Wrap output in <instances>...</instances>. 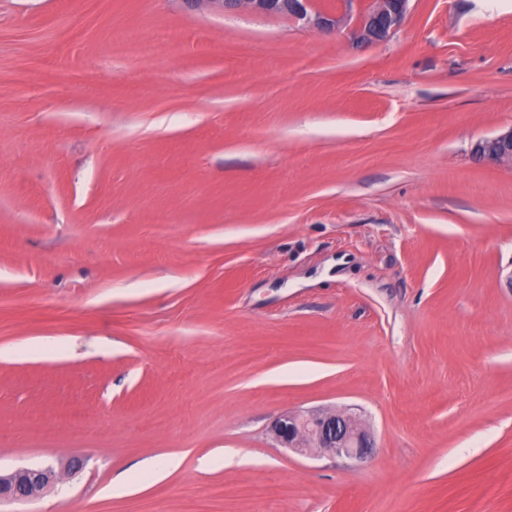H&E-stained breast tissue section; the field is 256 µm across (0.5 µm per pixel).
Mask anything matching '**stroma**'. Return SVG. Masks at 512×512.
Here are the masks:
<instances>
[{
    "mask_svg": "<svg viewBox=\"0 0 512 512\" xmlns=\"http://www.w3.org/2000/svg\"><path fill=\"white\" fill-rule=\"evenodd\" d=\"M511 127L512 0H409L372 44L0 0V295L49 304L0 346L50 343L0 358V469L82 464L0 512H512V167L471 151ZM345 408L366 462L271 436Z\"/></svg>",
    "mask_w": 512,
    "mask_h": 512,
    "instance_id": "stroma-1",
    "label": "stroma"
}]
</instances>
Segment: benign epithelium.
<instances>
[{"label":"benign epithelium","mask_w":512,"mask_h":512,"mask_svg":"<svg viewBox=\"0 0 512 512\" xmlns=\"http://www.w3.org/2000/svg\"><path fill=\"white\" fill-rule=\"evenodd\" d=\"M356 0H336V7L327 9L318 0H189L198 6L208 4L228 11L268 14L285 12L314 30L327 33L339 28ZM407 0H369L358 15L352 32L360 43H375L388 39L399 27L406 12ZM474 153L494 164L512 165V129L479 140ZM277 441L298 452L306 451L308 443L323 448L350 461L362 462L372 453L374 442L358 419L347 411L325 412L316 415L289 413L273 426ZM80 466L74 460L68 466L51 465L0 471V502L28 501L46 488L59 482L61 476Z\"/></svg>","instance_id":"benign-epithelium-1"}]
</instances>
